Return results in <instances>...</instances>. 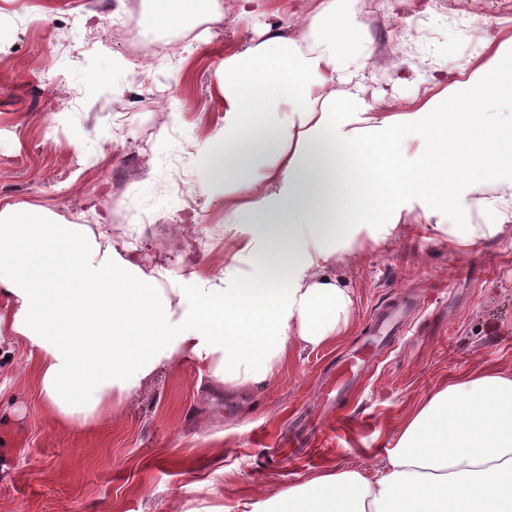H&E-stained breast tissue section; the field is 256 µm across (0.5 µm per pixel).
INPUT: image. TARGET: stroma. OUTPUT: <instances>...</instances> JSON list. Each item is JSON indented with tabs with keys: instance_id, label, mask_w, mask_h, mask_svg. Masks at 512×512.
Instances as JSON below:
<instances>
[{
	"instance_id": "obj_1",
	"label": "stroma",
	"mask_w": 512,
	"mask_h": 512,
	"mask_svg": "<svg viewBox=\"0 0 512 512\" xmlns=\"http://www.w3.org/2000/svg\"><path fill=\"white\" fill-rule=\"evenodd\" d=\"M319 3L214 0L208 26L152 76L134 71L112 36L108 20L122 0H0V199L105 225L117 248L134 230L118 215L157 212L163 222L140 237L144 273L162 268L181 282L223 270L225 241L252 230L225 216L219 165L202 155L224 128V60L280 27L297 31ZM363 22L365 100L399 112L417 93L416 75L442 87L486 62V37L512 35V0H369ZM50 127L66 151L50 149ZM330 164L326 229H358V247L328 270L356 297L349 335L294 351L275 381L243 396L193 362L160 368L117 412L68 430L43 402L29 343L1 341L0 512H250L326 468L375 472L416 403L466 371H512V229L464 251L417 208L372 244L360 200L398 185L401 172L359 175L350 154ZM177 175L193 207L169 194ZM191 238L205 241L203 256L182 255ZM399 286L425 308L346 399L354 426L313 455L277 462L269 439L301 411L328 420L313 402L321 371L356 345Z\"/></svg>"
}]
</instances>
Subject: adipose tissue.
<instances>
[{
	"instance_id": "ef3b65f1",
	"label": "adipose tissue",
	"mask_w": 512,
	"mask_h": 512,
	"mask_svg": "<svg viewBox=\"0 0 512 512\" xmlns=\"http://www.w3.org/2000/svg\"><path fill=\"white\" fill-rule=\"evenodd\" d=\"M343 14L347 36L331 22ZM301 37L279 32L224 61V149H237L247 118L287 107L276 148L254 164L248 179L225 178L224 212L234 221L289 213L288 276L277 281L249 272L263 247L256 233L224 245V270L206 287L164 288L139 267L140 241L130 239L120 261L112 238L88 225L61 223L31 206L0 205V334L27 341L39 364L46 406L61 428L85 425L117 411L163 366L192 361L216 383L248 390L277 378L294 348L315 349L350 333L355 297L325 276L356 246L355 233L325 234L319 213L295 207L325 182L333 151L385 147L408 136L418 151L453 141L438 96L394 115L373 111L363 92L366 58L353 32L362 26L359 0H321L304 19ZM512 37L484 67L452 90L463 106L481 105L489 73L511 82ZM500 186L488 196L485 182ZM455 194L464 221L449 237L471 249L512 223V178L490 171L459 177ZM436 192L389 191L360 220L380 243L414 207L442 215ZM494 212L495 224L472 223ZM274 512H512V375L483 368L463 374L408 414L382 469L368 475L336 466L274 498Z\"/></svg>"
}]
</instances>
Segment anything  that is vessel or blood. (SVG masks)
<instances>
[{
  "label": "vessel or blood",
  "instance_id": "obj_1",
  "mask_svg": "<svg viewBox=\"0 0 512 512\" xmlns=\"http://www.w3.org/2000/svg\"><path fill=\"white\" fill-rule=\"evenodd\" d=\"M422 309L421 302L403 290L393 292L376 308L363 342L323 373L318 391L323 406L340 408L349 390L374 368L383 351L407 335ZM315 430L309 419L295 422L288 433L289 448L306 447Z\"/></svg>",
  "mask_w": 512,
  "mask_h": 512
}]
</instances>
